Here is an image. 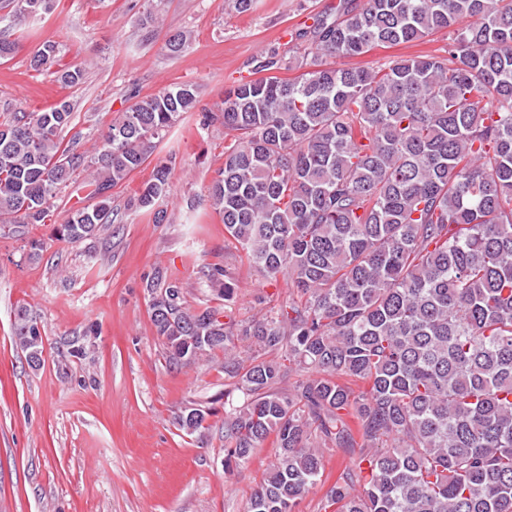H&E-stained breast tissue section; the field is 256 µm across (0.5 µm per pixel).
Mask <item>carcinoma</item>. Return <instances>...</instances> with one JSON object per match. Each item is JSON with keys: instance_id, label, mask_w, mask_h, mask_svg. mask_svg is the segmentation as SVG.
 I'll return each instance as SVG.
<instances>
[{"instance_id": "cac0c4a2", "label": "carcinoma", "mask_w": 512, "mask_h": 512, "mask_svg": "<svg viewBox=\"0 0 512 512\" xmlns=\"http://www.w3.org/2000/svg\"><path fill=\"white\" fill-rule=\"evenodd\" d=\"M51 8L0 0V24ZM443 30L438 54L333 64ZM294 37L301 58L266 52L254 66L266 76L225 91L209 116L230 137L210 206L288 296L260 318L223 321L155 271L145 291L169 364L222 352L225 467L275 435L277 461L245 512H299L333 448L350 449L352 464L324 512H512V0H338ZM190 41L179 31L166 49ZM62 52L45 41L29 65L75 86L83 72ZM196 101L182 83L135 102L92 156L64 139L70 102L4 105L0 224L21 236L46 223L81 177L97 203L71 210L55 235H97L113 223L106 192ZM171 174L159 162L129 206L159 205ZM34 322L18 306L13 335L32 369L44 350ZM210 415L186 407L175 420L192 433Z\"/></svg>"}]
</instances>
